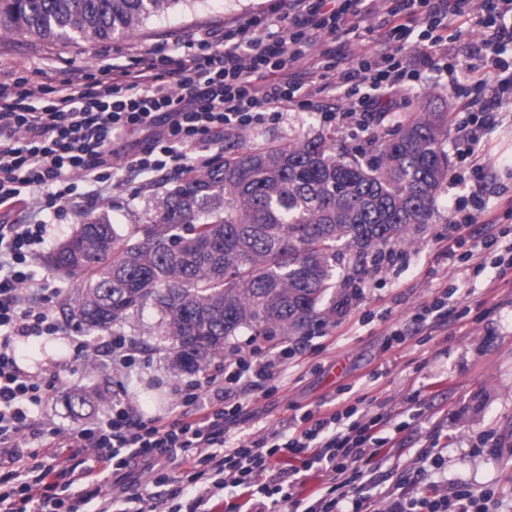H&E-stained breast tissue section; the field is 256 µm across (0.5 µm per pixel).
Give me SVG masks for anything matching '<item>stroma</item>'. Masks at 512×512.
Here are the masks:
<instances>
[{"instance_id": "stroma-1", "label": "stroma", "mask_w": 512, "mask_h": 512, "mask_svg": "<svg viewBox=\"0 0 512 512\" xmlns=\"http://www.w3.org/2000/svg\"><path fill=\"white\" fill-rule=\"evenodd\" d=\"M278 0H179L164 12L144 20L135 37H115L90 42H41L0 33V70L28 67L41 69L52 79L64 70L92 68L99 57L129 62L140 50L171 51L183 40L223 30L225 22L247 21L270 13ZM438 71H427L409 103L412 112H452L454 96ZM335 97L323 100L322 112L286 109L282 118L248 129L226 133L225 146L307 140L334 128L350 148L364 149L368 141L355 126L334 125L327 111L341 107ZM487 159L492 162L485 180L484 197L489 207L503 206L512 198V121L502 120L484 138ZM127 143L117 144L112 158V185L94 200H79L57 212L41 209L37 202L17 211L20 224L43 222L51 233L41 246L48 254L68 236L81 209L106 211L122 233L149 223L156 204L173 182L172 176L131 174L125 163ZM441 192L428 224L400 245L397 257L379 258L369 273L348 289L346 303L334 315L314 324L306 335L293 337L299 348L282 368L278 389L270 395L254 391L231 433L239 437L260 428H278L296 407L312 409L344 398H362L372 413H419V421L401 431L385 428L389 443L378 457L361 467L374 478L379 491L394 490L406 472L421 470V484L444 482L476 490L491 489L489 512H512V267L492 266L491 250L481 248L489 228L469 229L473 250L467 267L455 268L441 258L448 245V208L453 194ZM483 265L482 274L473 266ZM453 290L454 305L434 328H421L412 315L444 290ZM158 316L152 308L130 313L112 328L128 337L149 356L148 367H137L127 376V393L148 415L167 416L176 410L173 384L180 372L172 367L168 343L159 336ZM407 339L401 347L388 346L393 328ZM76 327L53 339L19 341L21 365L51 373L67 365L68 375L51 391L39 413L60 426L74 429L94 419L112 400V375L104 359L89 352L74 356L69 344ZM84 389L98 394L93 406L72 415L65 392ZM440 451L442 468H434L424 453Z\"/></svg>"}]
</instances>
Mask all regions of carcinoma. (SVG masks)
Returning a JSON list of instances; mask_svg holds the SVG:
<instances>
[{"label":"carcinoma","instance_id":"1","mask_svg":"<svg viewBox=\"0 0 512 512\" xmlns=\"http://www.w3.org/2000/svg\"><path fill=\"white\" fill-rule=\"evenodd\" d=\"M180 0H0V31L40 41L133 33ZM448 117L377 126L359 154L327 130L300 143L229 151L165 190L153 220L123 234L80 215L45 259L69 277L60 310L92 337L153 307L175 365L224 359L242 328L298 336L336 311L368 257L429 222L448 184Z\"/></svg>","mask_w":512,"mask_h":512}]
</instances>
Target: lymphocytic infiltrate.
Here are the masks:
<instances>
[{"label":"lymphocytic infiltrate","mask_w":512,"mask_h":512,"mask_svg":"<svg viewBox=\"0 0 512 512\" xmlns=\"http://www.w3.org/2000/svg\"><path fill=\"white\" fill-rule=\"evenodd\" d=\"M270 16L280 26L271 42L256 35L253 19L225 25L216 43L150 49L48 84L31 73L0 77V512H158L162 505L212 512L211 501L230 486L244 490L246 512H267V499L287 494L303 467L324 471L326 484L292 499L291 512H371L373 500L356 486L360 461L387 443L379 418L351 405L296 413L256 436L228 434L245 393L274 381L295 356L290 344L176 384L180 411L172 417L144 415L118 388L101 418L69 434L37 414L54 380L24 368L16 353L17 338L64 327L56 316L60 289L36 272L50 227L16 223L14 212L38 193L51 209L109 185L112 146L130 134L138 140L129 170L185 174L210 163L225 132L276 119L286 107L316 110L319 97L339 87L338 123L373 133L379 118L412 96L422 69L436 68L462 101L452 122L461 170L449 182L472 183L448 210L454 246L446 260L456 263L470 225L496 223L482 194L487 164L479 145L496 108L512 106V64L502 57L512 44V0H288L287 12ZM457 23L473 24L482 38L452 54L443 33ZM375 28L379 40L350 51L353 39ZM490 69L499 79L487 78ZM146 476L162 496L142 492ZM414 484L406 477L388 493L386 512H488L490 492L453 487L421 496ZM105 486L110 496H101Z\"/></svg>","instance_id":"1"}]
</instances>
